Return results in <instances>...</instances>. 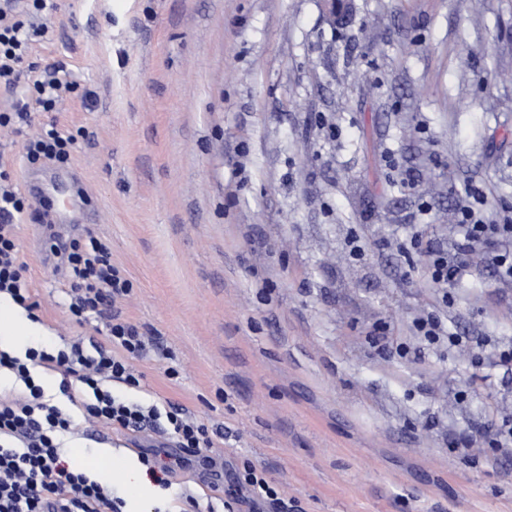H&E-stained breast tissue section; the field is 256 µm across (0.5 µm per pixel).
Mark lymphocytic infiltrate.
Segmentation results:
<instances>
[{"instance_id": "1", "label": "lymphocytic infiltrate", "mask_w": 512, "mask_h": 512, "mask_svg": "<svg viewBox=\"0 0 512 512\" xmlns=\"http://www.w3.org/2000/svg\"><path fill=\"white\" fill-rule=\"evenodd\" d=\"M56 8L55 0H0V83L12 88L20 72L30 75L24 102L13 111L0 112L1 128L21 130L32 112L53 111L61 94L77 87L66 69L40 70L29 62L34 34L30 19ZM76 144V134L49 123L25 141V157L32 164L48 161L63 166L70 162ZM32 207L0 162V297L28 311L36 304L31 299L17 226ZM460 215L461 245L481 250L483 259L496 266L498 276L511 280L512 240H502L499 250H486L487 240L497 237L498 225L487 223L482 211L469 202L461 205ZM411 243L427 256L425 287L444 288L467 275L464 261L447 251L428 248L421 234H413ZM50 249L59 255L69 283L72 317L83 323L94 315L107 316L109 346L92 355L78 342L57 351L30 348L21 357L0 350V370L11 373L21 385L11 396L0 397V512H124L123 500L113 496L108 486L63 458L62 439L73 434L74 421L35 382L34 367L61 372L62 393L85 419L124 432L153 429L176 438L180 448L193 453L212 447L213 440L208 426L181 407L144 405L107 389V382L112 381L137 390L143 379L131 362L145 355L147 341L135 324L113 311L117 302L131 294L132 284L113 265L108 245L94 233L66 244H51ZM225 482L224 512H235L239 504L247 505L248 512H288L281 487L249 459L230 465Z\"/></svg>"}]
</instances>
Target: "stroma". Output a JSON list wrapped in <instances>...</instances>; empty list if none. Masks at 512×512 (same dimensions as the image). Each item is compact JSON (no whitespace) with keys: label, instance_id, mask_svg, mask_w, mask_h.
Masks as SVG:
<instances>
[{"label":"stroma","instance_id":"obj_1","mask_svg":"<svg viewBox=\"0 0 512 512\" xmlns=\"http://www.w3.org/2000/svg\"><path fill=\"white\" fill-rule=\"evenodd\" d=\"M31 62L77 89L32 115L78 132L70 163H27L0 130V156L37 195L80 188L65 223L18 226L38 304L16 346L104 344L75 323L50 237L92 230L133 283L115 306L159 347L135 368L144 403L172 402L217 435L191 456L153 431L80 422L67 460L106 454L125 512H165L210 493L234 458L270 471L294 512H512V458L453 451L488 404L512 415V374L492 365L512 338V282L468 261L452 305L422 287L412 225L455 249L458 208L483 198L512 217V0H56ZM438 312L471 354L421 346ZM403 343L384 358L372 337ZM175 368L177 379L166 371ZM169 467L152 485L139 452Z\"/></svg>","mask_w":512,"mask_h":512}]
</instances>
